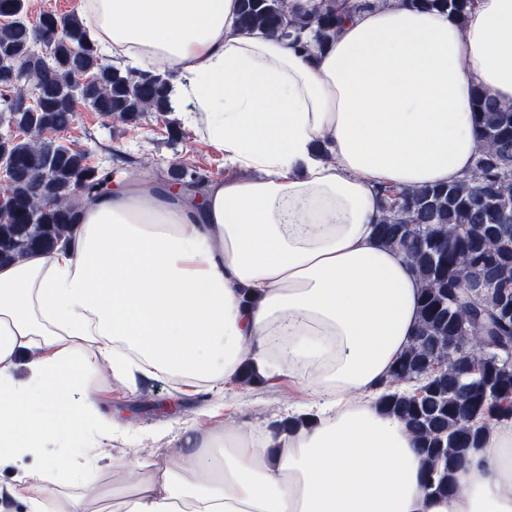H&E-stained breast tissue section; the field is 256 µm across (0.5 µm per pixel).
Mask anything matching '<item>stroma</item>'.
Here are the masks:
<instances>
[{
    "mask_svg": "<svg viewBox=\"0 0 512 512\" xmlns=\"http://www.w3.org/2000/svg\"><path fill=\"white\" fill-rule=\"evenodd\" d=\"M42 138L88 150L95 161L110 152L136 157L140 168L120 178L122 185L131 188L150 185L157 168L173 163L197 164L217 181L249 175L248 170L225 162L223 150L192 127H184L182 137L168 139L164 123L151 113L123 123L81 105L67 131L46 132ZM138 375L134 366L117 375L103 364L84 382V392L98 401L114 425L97 458V479L106 489L131 487L153 470L173 464L182 453L179 438L184 430L218 439L244 423L267 429L285 419L289 407L308 400L304 386L285 377L276 389L232 381L181 388L170 374H154L146 385ZM81 454L78 444L55 440L26 457L22 466H1L0 512H28L26 502L11 493L22 469H34L49 458Z\"/></svg>",
    "mask_w": 512,
    "mask_h": 512,
    "instance_id": "1",
    "label": "stroma"
}]
</instances>
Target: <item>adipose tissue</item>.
<instances>
[{
    "label": "adipose tissue",
    "instance_id": "obj_1",
    "mask_svg": "<svg viewBox=\"0 0 512 512\" xmlns=\"http://www.w3.org/2000/svg\"><path fill=\"white\" fill-rule=\"evenodd\" d=\"M237 0H82L103 52L175 71L173 102L251 177L85 200L67 246L0 266V463L80 442L84 485L113 424L78 395L135 358L195 383L304 382L311 426L227 432L224 476L195 436L123 512H512V422L423 489L426 463L380 384L416 335L421 284L374 235L382 185L458 182L483 146L475 88L512 104V0L464 20L372 0L317 60L236 23ZM28 356V375L15 376Z\"/></svg>",
    "mask_w": 512,
    "mask_h": 512
}]
</instances>
